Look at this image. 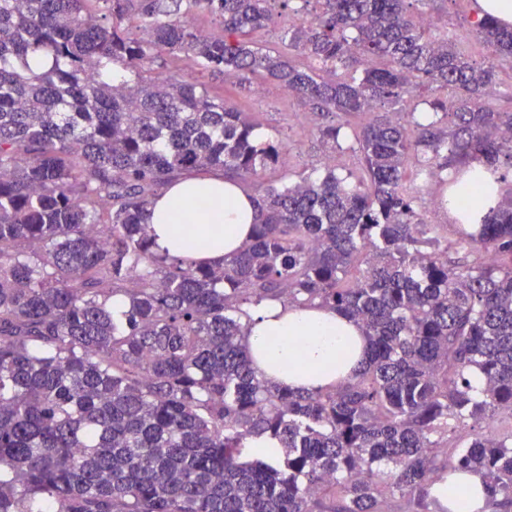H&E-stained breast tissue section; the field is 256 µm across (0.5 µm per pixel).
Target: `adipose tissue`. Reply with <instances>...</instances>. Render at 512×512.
Instances as JSON below:
<instances>
[{
  "label": "adipose tissue",
  "instance_id": "adipose-tissue-1",
  "mask_svg": "<svg viewBox=\"0 0 512 512\" xmlns=\"http://www.w3.org/2000/svg\"><path fill=\"white\" fill-rule=\"evenodd\" d=\"M201 206L189 236L174 228L176 208ZM259 219L254 196L216 171L174 179L148 211L156 251L191 256L206 264L236 254ZM244 344L268 380L299 390L338 386L350 380L364 358L362 328L335 311L267 301L250 313Z\"/></svg>",
  "mask_w": 512,
  "mask_h": 512
}]
</instances>
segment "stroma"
I'll list each match as a JSON object with an SVG mask.
<instances>
[{
    "mask_svg": "<svg viewBox=\"0 0 512 512\" xmlns=\"http://www.w3.org/2000/svg\"><path fill=\"white\" fill-rule=\"evenodd\" d=\"M476 3L477 0H411L409 10L425 18L428 29L434 35L455 40L472 60L482 63L486 61L488 52L473 26ZM270 9L272 20L255 33V41L264 48L289 55L302 66H312V59L300 55L288 45L284 34L288 15L280 0H272ZM167 69L179 77L201 76L210 94L244 112L259 134L283 140L287 150L277 168L267 172V179L276 180L285 175L290 180H298L299 176L310 174L314 168L320 167L329 156L334 157L339 174L356 171V160L351 152L332 154L322 146L310 108L280 84L255 79L244 85L237 79L224 78L220 73L201 75L186 60L168 64ZM416 196V207L424 221L435 225L440 235L447 239L449 257L462 262H475V255L458 247L457 234L448 210L436 205L428 191L417 190Z\"/></svg>",
    "mask_w": 512,
    "mask_h": 512,
    "instance_id": "35a3bbf8",
    "label": "stroma"
}]
</instances>
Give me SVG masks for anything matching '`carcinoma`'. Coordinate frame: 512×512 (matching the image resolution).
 <instances>
[{
    "instance_id": "carcinoma-1",
    "label": "carcinoma",
    "mask_w": 512,
    "mask_h": 512,
    "mask_svg": "<svg viewBox=\"0 0 512 512\" xmlns=\"http://www.w3.org/2000/svg\"><path fill=\"white\" fill-rule=\"evenodd\" d=\"M297 1L281 0L288 44L329 79L251 41L271 0H0V512H451L429 488L459 469L512 512V431L496 427L512 412V201L497 200L512 111L490 101L512 28L477 21L493 54L479 65L407 0H317L308 20ZM193 9L224 34L190 31ZM181 53L279 82L333 149L375 113L354 134L361 175L265 182L279 140L198 82L148 75ZM422 83L437 97L419 121ZM474 158L478 202L459 205L455 178L445 199L459 247L494 255L471 266L448 259L405 171L441 181ZM213 170L256 188L252 239L214 266L158 253L149 207ZM265 300L361 324L355 378L270 383L243 345ZM471 422L487 431L448 446ZM264 439L277 459L255 455Z\"/></svg>"
}]
</instances>
